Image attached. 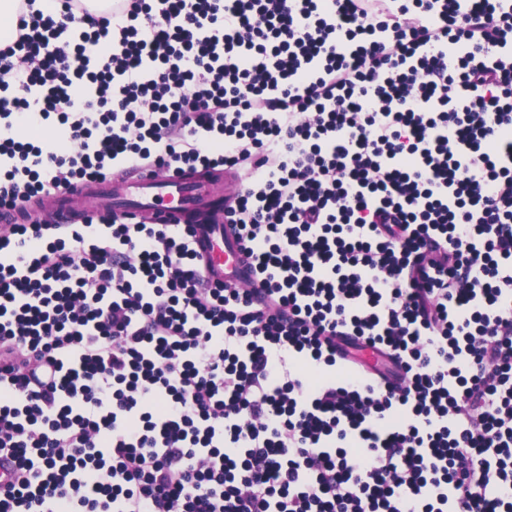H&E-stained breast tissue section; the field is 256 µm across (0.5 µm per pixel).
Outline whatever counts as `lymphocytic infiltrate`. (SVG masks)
<instances>
[{
	"label": "lymphocytic infiltrate",
	"mask_w": 512,
	"mask_h": 512,
	"mask_svg": "<svg viewBox=\"0 0 512 512\" xmlns=\"http://www.w3.org/2000/svg\"><path fill=\"white\" fill-rule=\"evenodd\" d=\"M16 2L0 209L230 166L254 280L1 226L0 512H512V0Z\"/></svg>",
	"instance_id": "obj_1"
}]
</instances>
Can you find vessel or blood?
I'll use <instances>...</instances> for the list:
<instances>
[{
	"label": "vessel or blood",
	"mask_w": 512,
	"mask_h": 512,
	"mask_svg": "<svg viewBox=\"0 0 512 512\" xmlns=\"http://www.w3.org/2000/svg\"><path fill=\"white\" fill-rule=\"evenodd\" d=\"M239 182L238 171L230 168L165 172L141 168L103 181L85 182L76 192H55L44 199L41 210L56 224L71 223L79 213L94 217L114 214L147 224L185 225L204 258L205 281L245 288L252 277L243 264L242 245L226 226L224 213Z\"/></svg>",
	"instance_id": "vessel-or-blood-1"
}]
</instances>
